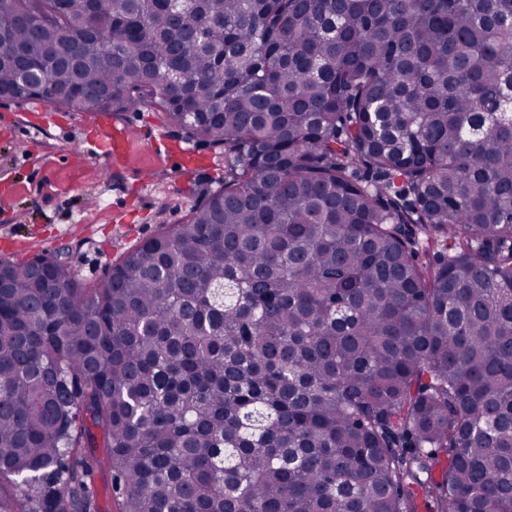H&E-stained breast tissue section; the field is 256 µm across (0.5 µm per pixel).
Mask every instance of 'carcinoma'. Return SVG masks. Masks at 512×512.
Listing matches in <instances>:
<instances>
[{
  "label": "carcinoma",
  "mask_w": 512,
  "mask_h": 512,
  "mask_svg": "<svg viewBox=\"0 0 512 512\" xmlns=\"http://www.w3.org/2000/svg\"><path fill=\"white\" fill-rule=\"evenodd\" d=\"M0 86L224 183L93 283L0 259V512H512V0H0ZM93 487L97 512H115L111 473L107 467L99 466L93 471Z\"/></svg>",
  "instance_id": "carcinoma-1"
}]
</instances>
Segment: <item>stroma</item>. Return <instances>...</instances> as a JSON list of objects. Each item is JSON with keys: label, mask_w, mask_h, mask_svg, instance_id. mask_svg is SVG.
<instances>
[{"label": "stroma", "mask_w": 512, "mask_h": 512, "mask_svg": "<svg viewBox=\"0 0 512 512\" xmlns=\"http://www.w3.org/2000/svg\"><path fill=\"white\" fill-rule=\"evenodd\" d=\"M132 129L106 159L100 128ZM224 179V155L185 141L149 109L65 112L0 99V259L60 256L91 283L157 233L186 220Z\"/></svg>", "instance_id": "1"}]
</instances>
